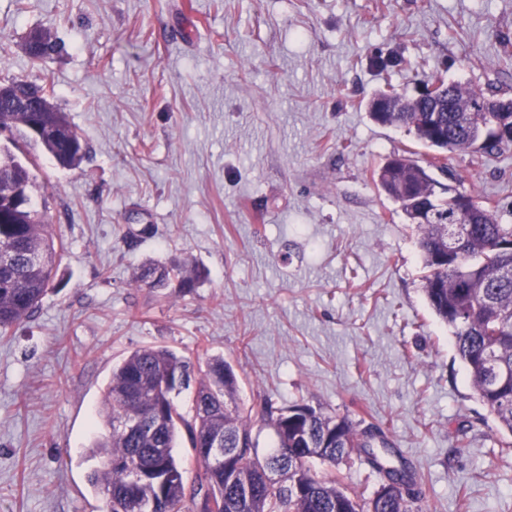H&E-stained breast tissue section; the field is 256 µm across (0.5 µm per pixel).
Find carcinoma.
Masks as SVG:
<instances>
[{
  "label": "carcinoma",
  "mask_w": 512,
  "mask_h": 512,
  "mask_svg": "<svg viewBox=\"0 0 512 512\" xmlns=\"http://www.w3.org/2000/svg\"><path fill=\"white\" fill-rule=\"evenodd\" d=\"M31 60L42 63L63 46L46 32ZM429 83L433 103L446 138L430 140L423 133L422 108L428 102L391 89L379 92L387 108L370 118L383 126L405 129L436 151L424 164L394 155L372 176L399 204L408 220L418 199L436 209L438 222L417 224L418 246L425 274L423 292L440 320L451 330L456 354L463 363L481 404L493 417L501 445L512 448V222L471 191L442 187L432 170L445 171V153L471 151L500 154L512 147L487 140L477 145V133L501 113L490 110L497 98L465 83L449 81L435 72ZM11 97H0V127L14 131L16 148L30 147L26 135L34 121L55 133L38 144L63 168L76 166L85 155L78 132L63 112H29L20 106L38 104L52 91L49 74L40 81L11 79ZM33 187L30 170L17 157L0 160V196L19 186ZM447 193L443 198L436 187ZM467 196L486 206L471 224L454 223L453 203ZM14 249L12 261L0 266V329L6 331L31 317L49 290L60 252L52 222L23 199L0 211V249ZM200 274L185 262L148 264L135 274L139 288H175L188 293L198 287ZM189 361L161 346L132 351L112 370V379L99 416L107 432L90 449L99 466L91 481L103 499V512H422L424 493L416 473L406 462L387 467L372 452L363 461L377 477V487L366 496L342 486L333 475L323 476L317 464L334 467L365 447L367 437L380 431L349 416L296 403L287 408L265 399L258 422L273 430L276 446L261 460L255 453L253 419L237 405L238 378L232 366L214 358L194 391L191 415L183 414L173 398L190 388ZM134 417L141 426L131 432L118 422ZM186 432L198 463L190 480L175 455L177 439ZM224 440V463L210 461L205 449L216 438ZM282 463L290 484L266 476V469Z\"/></svg>",
  "instance_id": "cac0c4a2"
}]
</instances>
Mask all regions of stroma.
<instances>
[{"mask_svg": "<svg viewBox=\"0 0 512 512\" xmlns=\"http://www.w3.org/2000/svg\"><path fill=\"white\" fill-rule=\"evenodd\" d=\"M33 29L64 43L32 62ZM0 83L49 73L86 150L31 196L63 246L0 335V512H101L88 449L112 368L224 357L241 409L303 400L380 429L424 512H512V453L422 291L415 229L370 178L430 149L372 121L433 71L512 98V0H0ZM442 184L512 210V150L450 153ZM194 292L133 285L149 263ZM199 282V272L176 259L165 264L144 265L134 276L139 288H176L180 293L193 291Z\"/></svg>", "mask_w": 512, "mask_h": 512, "instance_id": "1", "label": "stroma"}]
</instances>
